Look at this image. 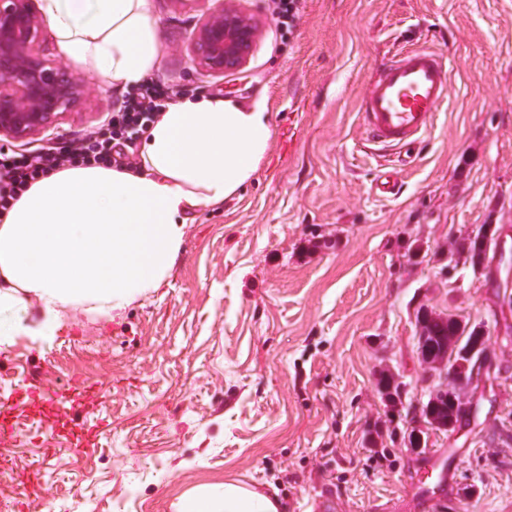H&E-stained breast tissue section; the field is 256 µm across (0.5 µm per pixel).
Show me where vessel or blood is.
I'll use <instances>...</instances> for the list:
<instances>
[{"mask_svg":"<svg viewBox=\"0 0 512 512\" xmlns=\"http://www.w3.org/2000/svg\"><path fill=\"white\" fill-rule=\"evenodd\" d=\"M450 55L430 47L409 48L371 80L360 107L367 141L403 148L421 141L448 100Z\"/></svg>","mask_w":512,"mask_h":512,"instance_id":"1","label":"vessel or blood"}]
</instances>
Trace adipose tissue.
<instances>
[{
	"label": "adipose tissue",
	"mask_w": 512,
	"mask_h": 512,
	"mask_svg": "<svg viewBox=\"0 0 512 512\" xmlns=\"http://www.w3.org/2000/svg\"><path fill=\"white\" fill-rule=\"evenodd\" d=\"M62 53L113 86L141 83L160 46L150 0H41ZM263 103L219 97L170 105L143 134L141 166L60 169L0 213V345L51 336L67 310L120 314L167 285L187 214L249 182L267 152ZM253 487L224 481L182 496L174 512H282Z\"/></svg>",
	"instance_id": "ef3b65f1"
}]
</instances>
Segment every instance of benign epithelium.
<instances>
[{"mask_svg":"<svg viewBox=\"0 0 512 512\" xmlns=\"http://www.w3.org/2000/svg\"><path fill=\"white\" fill-rule=\"evenodd\" d=\"M257 19L238 9L233 0H220L191 36L194 59L203 69L222 74L247 62L259 37ZM43 20L34 0H0V140L23 142L47 133L64 116L80 110L91 96L87 82L74 76L65 63L51 61L40 51ZM440 352L426 350L421 361L426 375L437 383L431 404L451 398L464 411L474 410L465 390L481 381L490 363L486 332L472 338L462 350L454 340H442ZM459 351L453 367L448 356ZM438 422L417 408L413 412L407 447L425 451L424 434Z\"/></svg>","mask_w":512,"mask_h":512,"instance_id":"1","label":"benign epithelium"}]
</instances>
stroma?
<instances>
[{
	"label": "stroma",
	"mask_w": 512,
	"mask_h": 512,
	"mask_svg": "<svg viewBox=\"0 0 512 512\" xmlns=\"http://www.w3.org/2000/svg\"><path fill=\"white\" fill-rule=\"evenodd\" d=\"M261 23L239 70L213 74L190 52L206 0H151L160 54L152 77L194 97L265 102L271 139L252 181L189 212L168 285L120 316L66 312L55 335L0 347V403L10 407L14 469L0 501L14 512H173L193 489L232 479L277 495L285 512H512V305L496 259L457 260L484 224L512 245V0H298L280 34L271 0H238ZM454 57L446 107L424 141L375 190L358 113L370 80L399 50ZM85 110L39 144L95 130L121 91L88 66ZM483 326L498 375L453 432L424 453L403 438L430 383L417 350L419 306ZM402 407L379 392L383 372ZM97 395L41 418L43 399L79 382ZM95 436L72 452L68 430ZM57 448L55 457L41 450ZM446 468L434 499L419 478Z\"/></svg>",
	"instance_id": "35a3bbf8"
}]
</instances>
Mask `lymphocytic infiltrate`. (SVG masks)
<instances>
[{"instance_id": "f902f5d3", "label": "lymphocytic infiltrate", "mask_w": 512, "mask_h": 512, "mask_svg": "<svg viewBox=\"0 0 512 512\" xmlns=\"http://www.w3.org/2000/svg\"><path fill=\"white\" fill-rule=\"evenodd\" d=\"M175 92L159 81H144L123 96L110 118L79 139L61 138L23 152L0 149V212L49 171L77 165L129 164L136 136L163 112Z\"/></svg>"}]
</instances>
